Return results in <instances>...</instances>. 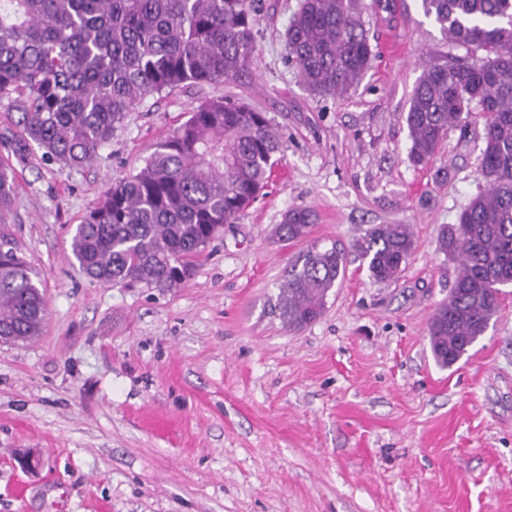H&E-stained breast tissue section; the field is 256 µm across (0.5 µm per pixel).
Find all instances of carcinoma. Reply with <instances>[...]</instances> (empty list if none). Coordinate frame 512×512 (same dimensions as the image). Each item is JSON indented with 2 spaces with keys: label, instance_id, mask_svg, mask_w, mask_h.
<instances>
[{
  "label": "carcinoma",
  "instance_id": "carcinoma-1",
  "mask_svg": "<svg viewBox=\"0 0 512 512\" xmlns=\"http://www.w3.org/2000/svg\"><path fill=\"white\" fill-rule=\"evenodd\" d=\"M422 6L448 42L482 57L425 63L406 114L410 160L427 163L472 105L487 114L480 174L488 187L438 240L459 263L448 302L428 326L434 360L448 368L484 336L499 288L512 284V0ZM355 10L356 0H300L290 19L287 60L316 95L346 93L370 67L372 47ZM259 11L260 0H0V100L17 114L13 156L22 163L35 145L62 168L91 164L145 97L244 70ZM279 150L263 113L222 97L201 102L76 228L71 251L80 270L98 283L181 287L216 229L257 198ZM12 202L13 176L0 164V217ZM312 223L309 210H291L280 237L302 239ZM413 248L408 224L375 225L356 243L379 282L396 279ZM345 266L334 246L296 258L278 299L288 328L323 314ZM45 316L39 274L0 223V335L32 340Z\"/></svg>",
  "mask_w": 512,
  "mask_h": 512
}]
</instances>
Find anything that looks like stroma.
<instances>
[{
	"instance_id": "stroma-1",
	"label": "stroma",
	"mask_w": 512,
	"mask_h": 512,
	"mask_svg": "<svg viewBox=\"0 0 512 512\" xmlns=\"http://www.w3.org/2000/svg\"><path fill=\"white\" fill-rule=\"evenodd\" d=\"M250 65L147 97L79 170L15 164L5 221L40 273L43 332L0 342V512H512V285L449 368L427 327L458 264L443 226L483 192L485 120L471 112L423 165L405 122L421 62L460 55L422 0H357L375 52L348 92L318 96L286 58L299 0H262ZM250 104L277 129L262 196L225 225L183 287L90 282L71 253L112 183L202 101ZM294 208L302 240L276 229ZM407 224L415 248L378 282L354 245ZM346 254L315 322L276 308L300 253ZM313 214L307 209H294L289 211L283 224L279 225V234L283 241L293 242L309 234L313 223Z\"/></svg>"
}]
</instances>
